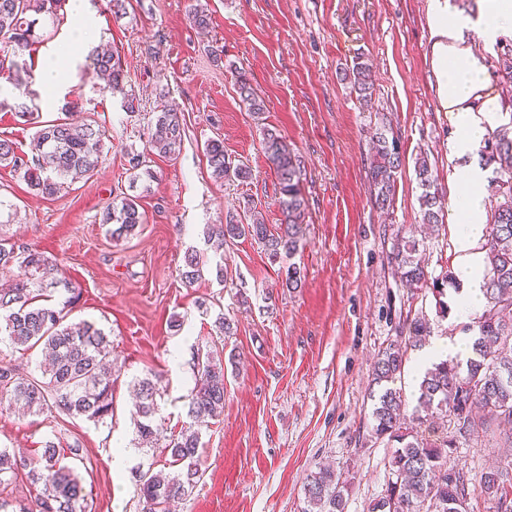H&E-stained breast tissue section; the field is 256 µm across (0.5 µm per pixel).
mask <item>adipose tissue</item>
Returning <instances> with one entry per match:
<instances>
[{
  "label": "adipose tissue",
  "instance_id": "ef3b65f1",
  "mask_svg": "<svg viewBox=\"0 0 512 512\" xmlns=\"http://www.w3.org/2000/svg\"><path fill=\"white\" fill-rule=\"evenodd\" d=\"M466 21L453 14L448 0H429L428 27L432 39L431 65L437 75L438 95L445 111L455 116L459 136L450 147L452 155L474 153L487 131L498 119L501 107L487 90L485 64L464 37ZM467 189L453 208L456 224L455 251L457 275L466 286L463 306L471 311L483 302L482 256L479 245L485 239L482 188L485 172L471 167L466 176Z\"/></svg>",
  "mask_w": 512,
  "mask_h": 512
}]
</instances>
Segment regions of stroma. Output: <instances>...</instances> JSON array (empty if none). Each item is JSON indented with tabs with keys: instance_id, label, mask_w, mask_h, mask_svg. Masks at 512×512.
<instances>
[{
	"instance_id": "obj_1",
	"label": "stroma",
	"mask_w": 512,
	"mask_h": 512,
	"mask_svg": "<svg viewBox=\"0 0 512 512\" xmlns=\"http://www.w3.org/2000/svg\"><path fill=\"white\" fill-rule=\"evenodd\" d=\"M211 16L206 32L189 22L190 0H130L115 19L106 0H88L100 42L116 47L125 87L139 101L127 115L120 96L100 91L84 68L88 46L73 49L61 98L47 99L40 81L45 62L74 42L73 23L45 26L32 53V93L0 78V136L30 150L34 130L16 115L38 108L43 120L77 104L79 121L106 130L107 160L94 175L53 196L31 191L21 173L0 167V199L16 204L14 219L0 218V237L44 251L66 267L81 295L69 315L101 328L114 361L110 423L62 413L18 415L0 404V448L32 456L42 441L79 446L74 467L90 489L91 512H141L132 472L142 464L167 469L161 446L138 447L132 419L134 380L156 376L162 393L155 422L162 442L190 420L183 397L193 388L197 352L224 351V412L202 427L201 472L194 492L176 512H305L311 472L333 465L346 479L345 512H368L384 493L391 445L373 431L374 357L399 338L406 319L424 314L430 343L463 335L470 320L460 291L407 288L394 276L390 253L398 227L421 222L422 190L414 166L427 155L448 198L461 190L465 169L485 165L482 152L455 158V117L444 111L431 67L429 0H200ZM472 21L467 35L484 58L489 89L501 95L499 42L479 32L483 0H449ZM224 48L213 62L208 45ZM362 58L374 79L363 104L342 73ZM246 75L266 110L254 118L237 92ZM175 102L186 136L180 154L153 157L151 180L131 182L128 151L143 150L159 95ZM391 125L400 137L403 168L388 213L370 203V138ZM272 127L301 160L300 188L307 202L303 235L291 258L271 262L260 244L237 238L224 245V284L186 285L184 255L213 256L207 225L223 223L245 200L258 202L265 223L282 219L273 170L261 150L262 129ZM220 138L225 152L244 163L250 179L217 182L203 152ZM122 193L138 196L146 214L135 234L113 240L102 224L104 208ZM455 226L444 216L419 255L432 278L455 270ZM299 267L301 288L282 286ZM224 314L234 333L220 337ZM181 334L168 327L172 315ZM131 448L127 467L112 466L115 444ZM495 442L474 439L451 458L479 473L500 464Z\"/></svg>"
}]
</instances>
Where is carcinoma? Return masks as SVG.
<instances>
[{
	"mask_svg": "<svg viewBox=\"0 0 512 512\" xmlns=\"http://www.w3.org/2000/svg\"><path fill=\"white\" fill-rule=\"evenodd\" d=\"M68 0H0V75L12 81L22 93H29L20 72L18 58L39 42L35 33L36 16L54 22L66 18ZM189 21L205 31L210 17L198 4L190 5ZM503 83H512V44L501 48ZM86 66L101 81L106 92L123 95L126 112L139 111L135 95L125 91V71L118 51L98 48L86 56ZM352 89L369 102L373 81L370 66L356 61L351 68ZM238 92L249 111L265 112L245 75L238 76ZM19 118L39 127L31 153L9 138L0 137V166L23 173L30 188L43 196H53L64 185L93 175L106 161L103 133L92 125L78 130L68 118L43 122L39 113L19 112ZM185 136L182 114L161 96L156 100L154 126L145 150L127 153L128 171L134 180L152 179L150 156L174 157L181 151ZM373 157L369 166L370 202L380 211L393 207L398 174L403 166L399 138L386 128L372 135ZM263 152L274 169L283 215L279 230H269L252 201L243 210L229 214L225 223L208 228V240L215 250L224 248L226 239L251 238L262 245L269 259L292 256L297 249L300 224L305 219L306 201L299 183L300 164L276 131H264ZM487 160L494 165L497 202L486 229L487 262L483 270L484 305L465 325L474 333L473 356L466 362L441 358L427 368L418 385L412 417H404L400 390L394 387L401 378L407 348L420 346L430 335V325L416 316L407 324L406 344L391 343L378 352L373 366L374 384L380 392L372 410L376 437L394 443L388 465L387 487L370 504V512H477L473 497L479 493L496 501L498 509H512V460L507 466L489 467L479 477L470 476L450 465L458 451L455 437L448 430L433 426L442 416L462 437L502 438V455L512 457V122L501 125L486 139ZM212 176L217 181L247 177L242 163H234L224 152V140H209L204 148ZM415 172L423 189L420 197L421 220L439 224L443 195L439 192L428 160L420 157ZM101 222L112 225V238L119 240L135 233L145 223L138 199L122 196L112 202ZM390 263L399 281L408 288H421L428 282L419 257V242L397 232ZM0 269L12 273L7 287L0 288V341H9L24 352L40 345L49 358V369L38 379L21 372L17 364L0 365V403L19 404L35 414L52 409L71 416H85L103 422L112 416V363L110 341L94 324L82 320L66 322L64 309L41 303L47 288L62 286L70 293L66 305H73L80 289L44 252L0 238ZM215 271L224 283V265H210L208 259L192 251L185 255L182 278L191 285ZM196 384L187 396V414L197 424H206L224 412V367L221 352L210 350L196 357ZM135 428L146 442L157 440L154 417L158 411L159 389L149 378L137 382ZM199 429L188 427L165 445L175 474L153 467L135 471L137 492L143 503L141 512H168L175 499L190 494L199 475ZM80 449L65 448L53 439L43 452L26 459L0 449V512H87L88 497L82 480L67 463L79 456ZM28 470L36 490V508L18 506L3 496L18 470ZM344 482L336 471L323 466L305 486L309 509L305 512H344Z\"/></svg>",
	"mask_w": 512,
	"mask_h": 512,
	"instance_id": "carcinoma-1",
	"label": "carcinoma"
}]
</instances>
